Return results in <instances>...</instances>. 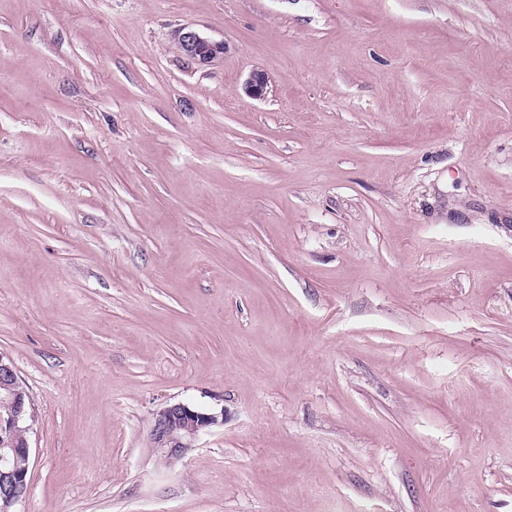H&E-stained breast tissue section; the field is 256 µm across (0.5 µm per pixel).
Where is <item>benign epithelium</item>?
<instances>
[{"label": "benign epithelium", "instance_id": "benign-epithelium-1", "mask_svg": "<svg viewBox=\"0 0 512 512\" xmlns=\"http://www.w3.org/2000/svg\"><path fill=\"white\" fill-rule=\"evenodd\" d=\"M175 46L188 60L199 66H212L224 58L226 43L203 32L181 27L175 32ZM269 79L260 70L251 72L245 92L253 99L265 98ZM0 388L5 390L7 414L0 413V434L6 439L0 444V507L13 512L29 485L31 446L29 395L20 382L13 360L0 353ZM220 424L214 413L193 408L184 403L170 404L156 413L151 429L153 448L161 458L175 463L194 446L200 435Z\"/></svg>", "mask_w": 512, "mask_h": 512}]
</instances>
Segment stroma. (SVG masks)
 I'll list each match as a JSON object with an SVG mask.
<instances>
[{"mask_svg":"<svg viewBox=\"0 0 512 512\" xmlns=\"http://www.w3.org/2000/svg\"><path fill=\"white\" fill-rule=\"evenodd\" d=\"M0 352L15 512H512V0H0ZM174 43L178 51L199 66H212L224 58L227 49L224 40L216 39L203 32L181 27L175 32ZM5 390L4 401L8 404L7 415L0 413V434L5 435L0 444V506L3 512L23 498L29 485L31 446L28 433L29 395L20 382L13 360L0 353V388ZM18 434H22L20 437ZM24 463V464H22ZM221 422L214 413L184 403L170 404L156 413L151 442L161 459L172 464L179 461L189 448H193L201 434Z\"/></svg>","mask_w":512,"mask_h":512,"instance_id":"stroma-1","label":"stroma"}]
</instances>
